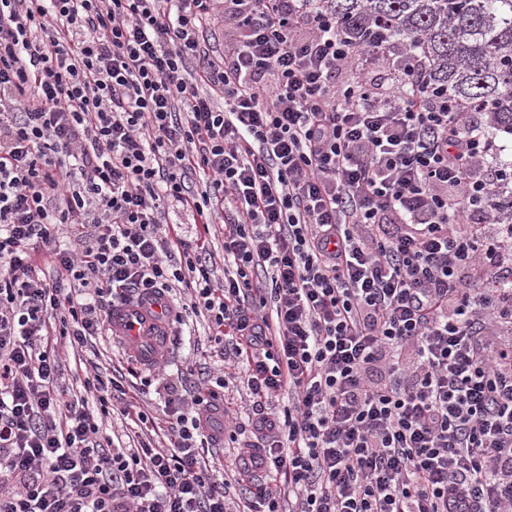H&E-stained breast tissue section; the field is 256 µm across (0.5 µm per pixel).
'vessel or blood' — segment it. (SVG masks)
<instances>
[{
  "label": "vessel or blood",
  "mask_w": 512,
  "mask_h": 512,
  "mask_svg": "<svg viewBox=\"0 0 512 512\" xmlns=\"http://www.w3.org/2000/svg\"><path fill=\"white\" fill-rule=\"evenodd\" d=\"M167 304L166 297L146 295L113 305L108 328L123 354L144 364L159 359L171 334L164 315Z\"/></svg>",
  "instance_id": "obj_1"
}]
</instances>
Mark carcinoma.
<instances>
[{
	"mask_svg": "<svg viewBox=\"0 0 512 512\" xmlns=\"http://www.w3.org/2000/svg\"><path fill=\"white\" fill-rule=\"evenodd\" d=\"M365 43L381 37L426 61L430 84L459 104L495 113L512 132V0H322ZM499 221L512 223V178L501 173Z\"/></svg>",
	"mask_w": 512,
	"mask_h": 512,
	"instance_id": "cac0c4a2",
	"label": "carcinoma"
}]
</instances>
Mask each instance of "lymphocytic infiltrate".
<instances>
[{
	"instance_id": "f902f5d3",
	"label": "lymphocytic infiltrate",
	"mask_w": 512,
	"mask_h": 512,
	"mask_svg": "<svg viewBox=\"0 0 512 512\" xmlns=\"http://www.w3.org/2000/svg\"><path fill=\"white\" fill-rule=\"evenodd\" d=\"M385 54L320 0H0V512H232L258 470L280 483L246 512H512L493 122L419 69L375 82ZM178 289L169 320L206 315L246 374L235 434H264L231 481L204 458L213 397L146 376L165 413H120L169 446L109 448L122 384L85 380L95 411L57 385L47 337Z\"/></svg>"
}]
</instances>
